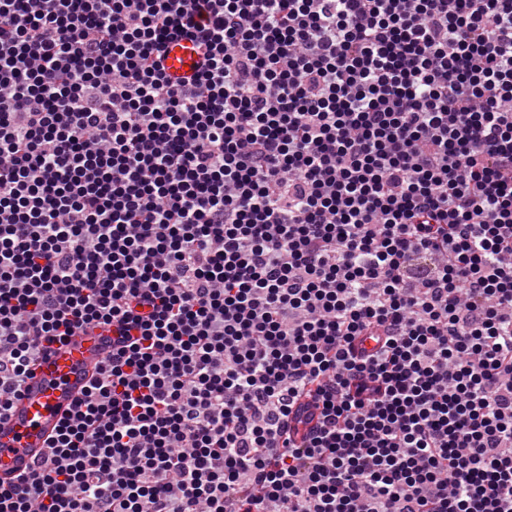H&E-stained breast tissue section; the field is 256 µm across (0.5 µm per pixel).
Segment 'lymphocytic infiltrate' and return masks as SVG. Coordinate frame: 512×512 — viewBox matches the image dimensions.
<instances>
[{
    "label": "lymphocytic infiltrate",
    "mask_w": 512,
    "mask_h": 512,
    "mask_svg": "<svg viewBox=\"0 0 512 512\" xmlns=\"http://www.w3.org/2000/svg\"><path fill=\"white\" fill-rule=\"evenodd\" d=\"M108 324L0 512H512V0H0V419ZM166 52V72L174 81L192 79L203 60L196 43L185 37H175L167 42ZM185 66H188V70H185Z\"/></svg>",
    "instance_id": "lymphocytic-infiltrate-1"
}]
</instances>
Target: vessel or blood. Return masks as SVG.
<instances>
[{
    "instance_id": "obj_1",
    "label": "vessel or blood",
    "mask_w": 512,
    "mask_h": 512,
    "mask_svg": "<svg viewBox=\"0 0 512 512\" xmlns=\"http://www.w3.org/2000/svg\"><path fill=\"white\" fill-rule=\"evenodd\" d=\"M166 52V72L172 80L184 82L198 72L202 56L194 41L174 38ZM111 349V328L97 327L51 345L39 359L8 419L0 422V482H11L46 452L50 436Z\"/></svg>"
}]
</instances>
